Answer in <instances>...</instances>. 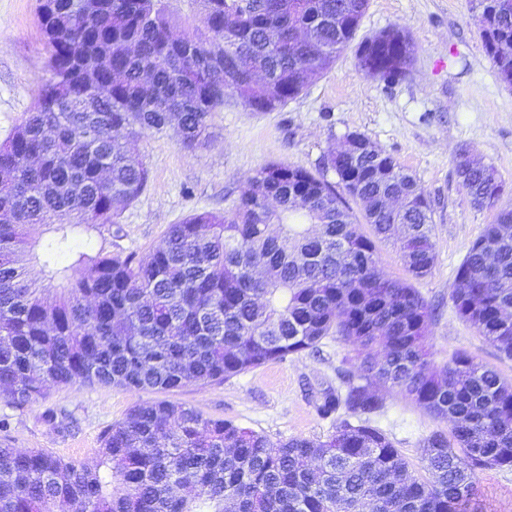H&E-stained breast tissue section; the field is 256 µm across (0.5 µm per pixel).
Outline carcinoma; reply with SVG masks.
Here are the masks:
<instances>
[{
  "label": "carcinoma",
  "instance_id": "carcinoma-1",
  "mask_svg": "<svg viewBox=\"0 0 512 512\" xmlns=\"http://www.w3.org/2000/svg\"><path fill=\"white\" fill-rule=\"evenodd\" d=\"M38 13L51 78L24 122L0 145V399L23 408L50 384L130 390L208 385L268 362L315 353L330 334L352 348L344 391L328 392L323 417L345 407L324 441L272 442L193 407L140 403L109 426L94 456L66 461L0 444V512H469L476 474L512 467V379L459 350L431 366L433 309L411 283L432 273V204L384 150L329 151L322 169L270 163L222 212L169 227L147 258L73 247L80 225L118 224L144 192L149 169L129 140L178 120L180 144L205 143L213 114L241 104L275 112L349 47L368 0H199L202 29L175 31L165 0H56ZM101 10L87 26V11ZM484 49L512 85V0H478ZM391 45L363 40L362 72L409 69ZM235 64L245 74L224 84ZM150 73L151 83L143 74ZM389 170L380 181L375 171ZM458 177L478 208L503 188L491 167ZM401 199L387 211L385 196ZM362 205L372 233L350 202ZM407 277L377 268V242L395 226ZM41 226L55 235L38 244ZM58 288L28 277L36 246ZM62 255L71 262L57 266ZM450 301L458 317L512 359V209L469 247ZM415 403L448 424L423 441L420 478L370 415L372 389Z\"/></svg>",
  "mask_w": 512,
  "mask_h": 512
}]
</instances>
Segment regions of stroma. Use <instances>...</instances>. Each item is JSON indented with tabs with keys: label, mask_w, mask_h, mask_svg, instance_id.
<instances>
[{
	"label": "stroma",
	"mask_w": 512,
	"mask_h": 512,
	"mask_svg": "<svg viewBox=\"0 0 512 512\" xmlns=\"http://www.w3.org/2000/svg\"><path fill=\"white\" fill-rule=\"evenodd\" d=\"M37 5V0H0V142L32 110L39 86L50 77ZM476 15L473 0H369L356 38L393 25L404 28L415 49L405 79L389 85L366 76L350 48L281 110L232 107L215 113L206 146L183 148L170 129L141 135L134 146L149 168L146 190L124 211L119 226L76 230L79 250L148 256L170 225L232 205L260 167L282 162L317 171L324 154L348 133L359 132L390 153L432 200L435 264L414 286L435 310L433 364L443 365L464 350L512 378V360L459 319L450 301L468 248L496 215L474 208L463 189L454 164L460 149L494 167L505 186L499 205L512 207V87L501 82L488 58ZM347 355L329 336L318 353L290 355L205 386L131 391L82 382L54 385L22 409L0 400V419L7 422L0 442L84 459L98 450L108 426L146 402L193 407L274 442L323 440L334 422L320 417L316 406L325 392L343 390ZM48 410L54 411V422L43 420ZM371 423L390 437L416 474H424L422 441L439 429L438 421L389 393ZM477 483L476 512H512V469L478 472Z\"/></svg>",
	"instance_id": "stroma-1"
}]
</instances>
